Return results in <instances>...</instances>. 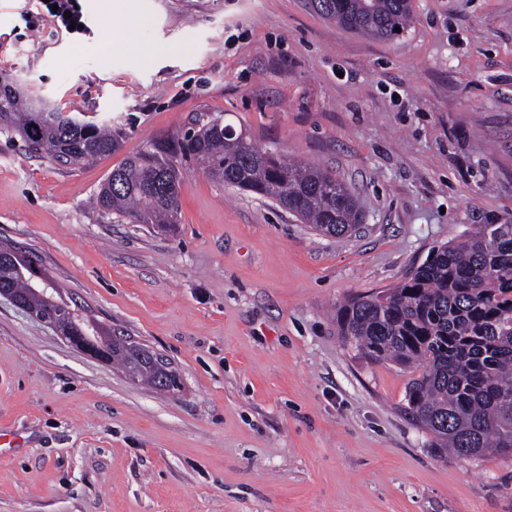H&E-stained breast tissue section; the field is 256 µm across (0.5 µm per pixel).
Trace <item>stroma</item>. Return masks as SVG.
I'll use <instances>...</instances> for the list:
<instances>
[{
    "label": "stroma",
    "instance_id": "1",
    "mask_svg": "<svg viewBox=\"0 0 512 512\" xmlns=\"http://www.w3.org/2000/svg\"><path fill=\"white\" fill-rule=\"evenodd\" d=\"M81 4L73 37L0 0V74L122 146L66 169L0 134V244L183 387L132 382L0 297V429L24 439L0 456V512H512V457L440 458L401 409L415 370L336 325L433 247L512 224V0H413L382 40L309 0ZM197 112L344 180L358 230L318 234L194 165L175 233L91 207Z\"/></svg>",
    "mask_w": 512,
    "mask_h": 512
}]
</instances>
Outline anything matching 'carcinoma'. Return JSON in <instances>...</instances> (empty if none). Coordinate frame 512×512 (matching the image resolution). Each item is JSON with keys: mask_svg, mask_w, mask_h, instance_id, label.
I'll use <instances>...</instances> for the list:
<instances>
[{"mask_svg": "<svg viewBox=\"0 0 512 512\" xmlns=\"http://www.w3.org/2000/svg\"><path fill=\"white\" fill-rule=\"evenodd\" d=\"M315 5L342 28L377 39L405 30L413 9L412 0ZM44 105L0 84V133L19 136L58 165H82L121 147L122 133L109 122L46 112ZM192 122L112 169L97 194L98 208L174 232L189 160L221 184L274 200L323 235L345 236L359 224L356 200L331 173L253 146L221 112H202ZM0 291L87 337L132 382L180 391L178 373L163 376L144 355L145 346L71 307L61 285L32 256L0 246ZM336 323L343 340L367 359L420 370L407 387L404 411L431 435L430 447L439 455H512V224H480L464 240L434 247L398 287L348 300Z\"/></svg>", "mask_w": 512, "mask_h": 512, "instance_id": "obj_1", "label": "carcinoma"}]
</instances>
